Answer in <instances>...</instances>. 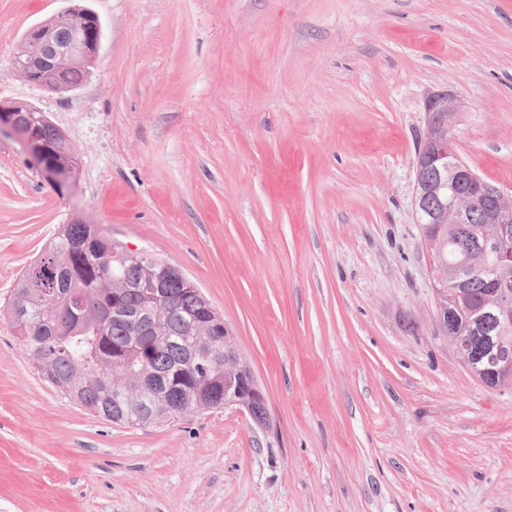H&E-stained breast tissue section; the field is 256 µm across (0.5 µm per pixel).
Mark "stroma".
<instances>
[{
    "instance_id": "35a3bbf8",
    "label": "stroma",
    "mask_w": 512,
    "mask_h": 512,
    "mask_svg": "<svg viewBox=\"0 0 512 512\" xmlns=\"http://www.w3.org/2000/svg\"><path fill=\"white\" fill-rule=\"evenodd\" d=\"M103 41L69 92L14 53L71 0H0V106L67 136L56 189L0 133V512H512V386L440 331L414 220L423 101L512 189V0H83ZM179 267L237 339L270 428H156L34 373L3 309L73 216Z\"/></svg>"
}]
</instances>
